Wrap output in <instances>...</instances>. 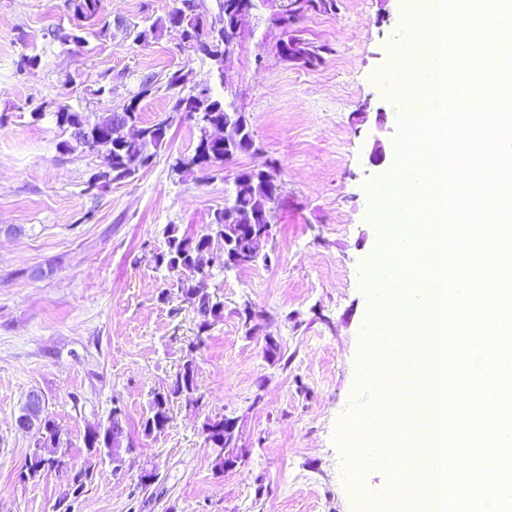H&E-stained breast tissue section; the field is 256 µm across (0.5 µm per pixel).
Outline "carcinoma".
<instances>
[{
	"instance_id": "carcinoma-1",
	"label": "carcinoma",
	"mask_w": 512,
	"mask_h": 512,
	"mask_svg": "<svg viewBox=\"0 0 512 512\" xmlns=\"http://www.w3.org/2000/svg\"><path fill=\"white\" fill-rule=\"evenodd\" d=\"M182 18V38L184 47L210 61L211 70L221 72L224 61V43L230 38L227 21L231 0H215L216 12H211L208 0H176ZM66 7L72 13L74 27L58 34L62 41L71 40L77 45L87 42V36L103 34L108 24L101 17V0H66ZM172 14L156 18L147 28L138 29L134 25L129 32L134 41L141 42L149 38H158L171 29ZM164 89L169 96L170 108L164 116L151 123L144 124L151 136L144 139L135 137L129 127L141 123L139 103L155 89L156 76L144 78L137 92L124 106L122 112H103L94 117L77 112L64 102L57 105L54 112L56 124L65 131H81L86 138L79 145L101 159L97 171L91 176L87 190L104 189L112 184H121L147 167L156 156V150L162 147L167 131L175 121L182 119L192 123L196 140H201V130L222 129L227 122L239 123L246 129L247 135L253 130L249 118L234 102L216 97L208 82L188 90L182 82L180 71H169L161 77ZM191 161L201 160L208 169L205 178L212 179L224 172V148L215 150L209 159L195 153ZM263 188L260 185L244 183L229 198L224 207L213 213L207 232L196 237L184 235L175 224L165 230V249L153 254L155 266L164 268L175 275L171 286L182 292L184 300L191 305L198 317V332H207L213 321L224 310V303L213 296L197 292V288L210 277L207 254L213 242L224 241V235L233 223V216L240 211H250L261 207ZM234 247L239 253L250 254V264L261 261L271 262L272 247L257 250L251 238L242 235L235 238ZM201 400L196 383V363L194 358L187 359L179 371L170 391L153 396L149 410L142 422L143 431H164L170 422V404L179 398ZM43 430L36 448H46L49 460L25 458L24 469L36 470L48 462L57 471L68 470L67 464L60 460L69 457L68 444L63 442L61 432L54 420L46 415L42 417ZM202 434L213 448L224 447V418L206 417L201 425ZM127 435V419L123 412L111 411L104 425L92 426L83 436L84 448L94 462L112 461V449L120 447V441ZM90 468L68 474L72 494L81 495L87 485Z\"/></svg>"
}]
</instances>
